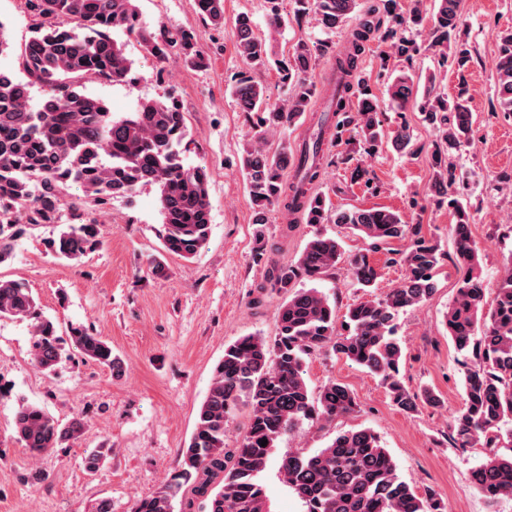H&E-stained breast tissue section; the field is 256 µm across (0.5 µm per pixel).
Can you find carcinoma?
<instances>
[{
	"label": "carcinoma",
	"mask_w": 512,
	"mask_h": 512,
	"mask_svg": "<svg viewBox=\"0 0 512 512\" xmlns=\"http://www.w3.org/2000/svg\"><path fill=\"white\" fill-rule=\"evenodd\" d=\"M382 14L391 27L395 57L410 61L420 52L407 32L429 27L441 64L461 70L470 51L460 42L462 0H435L434 12L421 0L408 14L399 0H381ZM28 10L41 19L19 56L25 79L0 73V264L13 259L21 226L59 222L66 205L64 190L72 183L105 207L117 196L128 197L145 186L159 190L163 215V245L168 254L191 258L207 243L210 229L208 173L198 165L186 167L189 151L184 112L172 95L145 99L133 112L115 116L101 100L83 92L89 78L123 81L132 70L119 35L132 36L152 56L164 59L179 44L186 62L195 68L207 60L189 52L191 38L179 40L149 29L134 0H26ZM199 13L215 27L224 26V0H195ZM359 0H294L295 16L314 14L325 34L346 26L359 13ZM376 10L366 11L353 32L351 48L336 57L333 88L317 131L298 148L288 142L274 150L264 134L305 119L320 95L310 76L316 60L329 53L324 40L299 41L291 54L273 58L267 41L256 34L252 16L235 19L236 49L253 69L273 68L287 100L272 104L265 88L242 75L232 88L239 111L256 118L257 142L241 160L253 205V223L268 222V213L281 207L301 214L306 224H344L355 234L375 242L402 239L408 225L401 216L382 208L332 209L324 192L315 189L322 175L326 135L339 139L355 131L364 153L371 154L390 140L395 150L412 152L413 135L400 125L385 134L378 119V103L369 85L356 77L370 36L379 30ZM497 99L502 112L512 115V28L499 32L494 61ZM38 84L44 97L37 103L30 87ZM399 110L418 105L423 121L437 131L443 146L432 154L431 193L447 204L454 223L455 263L462 270L457 294L445 314L448 336L463 355L464 405L453 419L454 443L480 445L486 459L470 472V481L490 501L512 498V454L497 452L512 444V252L504 264L490 308L487 288L475 273L478 249L472 239V217L454 195L451 150L469 142L473 114L466 90L453 98L419 89L415 75L401 72L389 89ZM291 180L285 181V175ZM101 244L96 220L68 224L48 241L57 257L79 261ZM344 255L340 241L316 233L294 263H277L265 283L281 301L277 308V336H241L224 347L213 382L197 414L194 431L182 451L180 467L152 494L139 499L134 512H175V503L193 506L188 495L201 499L205 512H270L259 476L282 437L304 422H331L354 412V394L330 381L317 397L305 381L304 357L327 348L379 375L390 400L400 411L414 414L426 405L441 406L431 390L410 391L401 375L402 347L396 338L400 314L428 300L435 291L437 269L444 257L440 243L415 227L409 247L399 257L405 267L401 284L383 296L354 304L345 315L347 334L336 329V307L318 288H297V281L319 282L331 275ZM356 282L372 287L378 270L367 254L349 257ZM0 317L31 322L33 363L53 372L67 355L53 321L42 317L32 292L21 282L0 279ZM71 349L114 374L123 361L96 332L71 328ZM249 408L248 424L238 446H224L225 426L239 403ZM14 424L18 440L40 455L81 434L85 421L74 416L61 423L44 408L21 404ZM267 440L261 446V440ZM283 480L305 503L306 512H446L432 491L423 494L402 480L398 466L380 438L361 427L338 434L329 445L312 453H290L281 464Z\"/></svg>",
	"instance_id": "cac0c4a2"
}]
</instances>
